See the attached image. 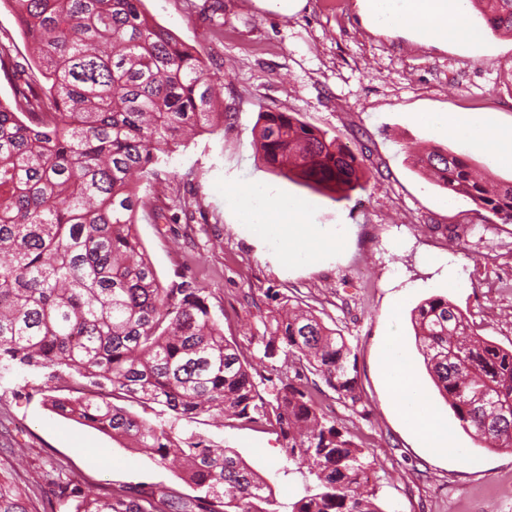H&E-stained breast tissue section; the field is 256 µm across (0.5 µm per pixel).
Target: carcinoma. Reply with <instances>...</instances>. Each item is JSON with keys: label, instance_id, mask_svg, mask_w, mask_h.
I'll return each instance as SVG.
<instances>
[{"label": "carcinoma", "instance_id": "carcinoma-1", "mask_svg": "<svg viewBox=\"0 0 512 512\" xmlns=\"http://www.w3.org/2000/svg\"><path fill=\"white\" fill-rule=\"evenodd\" d=\"M487 27L512 36V0H470ZM32 45L36 72L0 100V374L41 379L55 414L151 456L192 490L117 486L98 493L58 485L62 512H383L367 489L374 457L329 420L303 380L320 378L358 412L364 406L347 338L313 311L283 303L254 337L275 372L268 397L253 366L195 281L164 286L137 232L141 182L185 137L224 130L204 59L150 21L143 0H3ZM0 39V71L13 69ZM270 171L340 197L360 185L358 157L287 112L258 116ZM416 164L448 194L512 224V181L477 174L465 154L434 146ZM411 324L439 394L483 448L512 450V349L481 338L445 296L424 300ZM284 359L288 366L277 365ZM68 380L78 396L54 395ZM119 401L134 403L133 413ZM240 420L274 427L288 470L307 472L280 503L241 456L161 420ZM0 476V512H36Z\"/></svg>", "mask_w": 512, "mask_h": 512}]
</instances>
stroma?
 I'll use <instances>...</instances> for the list:
<instances>
[{"mask_svg": "<svg viewBox=\"0 0 512 512\" xmlns=\"http://www.w3.org/2000/svg\"><path fill=\"white\" fill-rule=\"evenodd\" d=\"M160 26L197 48L222 87L224 131L202 133L162 160L147 189L138 233L164 284L194 280L224 334L253 359L262 318L277 303L311 308L341 330L356 355L368 413L353 414L331 389L323 410L373 453L368 483L382 512H512V451L477 445L438 393L418 349L412 309L443 295L474 329L512 347V224H485L468 203L423 175L414 156L442 146L469 156L496 180H512V163L479 150L437 117L489 118L512 132V37L492 33L468 8L479 38L466 47L430 38L426 22L377 24L364 0H301L283 13L270 0H144ZM0 30L14 40V80L0 76V98L23 84L32 61L14 17L0 10ZM288 112L325 131L363 157L368 181L335 200L258 160L256 122L264 110ZM263 186L270 206L304 204L308 223L338 233L308 262L287 258L226 200L234 187ZM472 228L467 249L452 248L450 226ZM398 337L402 352L438 419L453 432V449L427 448L394 402L384 347ZM234 449L272 485L280 502L303 488L285 473L278 436L270 427L216 426L180 421ZM25 451L18 480L43 508L54 486L50 467L98 491L162 484L184 490L171 470L109 436L62 418L28 392L22 378L0 377V468L14 449Z\"/></svg>", "mask_w": 512, "mask_h": 512, "instance_id": "1", "label": "stroma"}]
</instances>
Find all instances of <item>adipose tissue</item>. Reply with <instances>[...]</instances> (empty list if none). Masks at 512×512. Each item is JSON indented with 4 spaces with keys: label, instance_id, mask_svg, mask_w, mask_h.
I'll use <instances>...</instances> for the list:
<instances>
[{
    "label": "adipose tissue",
    "instance_id": "obj_1",
    "mask_svg": "<svg viewBox=\"0 0 512 512\" xmlns=\"http://www.w3.org/2000/svg\"><path fill=\"white\" fill-rule=\"evenodd\" d=\"M374 20L391 25L411 24L426 20L431 38L467 44L477 39L467 13L458 8L448 10L444 0H369ZM454 128L468 130L474 146L494 150L502 159L512 162V135H504L482 119L458 118ZM253 223L269 230L272 237L292 250L298 258L309 261L333 240L317 225L306 223L305 207L298 201H285L270 209L263 190L258 186L235 189L230 195ZM388 382L398 398V408L412 432L429 448L438 452L448 449L450 433L434 416L426 392L404 361L398 338H391L385 350Z\"/></svg>",
    "mask_w": 512,
    "mask_h": 512
}]
</instances>
